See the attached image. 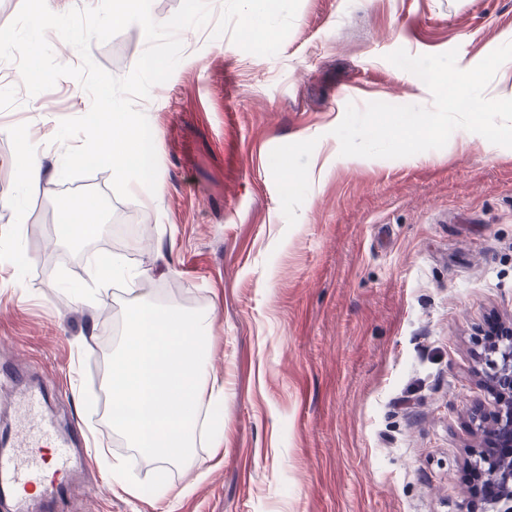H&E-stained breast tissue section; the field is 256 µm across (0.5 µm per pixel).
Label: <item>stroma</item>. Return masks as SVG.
Listing matches in <instances>:
<instances>
[{"instance_id":"1","label":"stroma","mask_w":512,"mask_h":512,"mask_svg":"<svg viewBox=\"0 0 512 512\" xmlns=\"http://www.w3.org/2000/svg\"><path fill=\"white\" fill-rule=\"evenodd\" d=\"M182 30V59L139 101L157 136L155 192L112 174L60 177L61 120L91 98L74 79L29 96L0 64V363L59 387L51 410L105 445L59 512H486L467 479L497 399L484 332L512 328V148L473 142L336 161L348 104L431 106L387 54L456 50L468 70L512 42V0H276L253 33L242 0ZM146 47L133 24L93 60L118 78ZM40 158L39 192L19 161ZM295 184H288L291 173ZM79 192L108 204L93 241L57 239ZM148 269L142 296L213 312L208 375L224 441L171 466L161 497L112 484L114 460L154 472L112 432L108 358L127 296L74 298L97 252Z\"/></svg>"}]
</instances>
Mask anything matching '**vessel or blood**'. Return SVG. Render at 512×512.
Returning <instances> with one entry per match:
<instances>
[{
	"label": "vessel or blood",
	"instance_id": "1",
	"mask_svg": "<svg viewBox=\"0 0 512 512\" xmlns=\"http://www.w3.org/2000/svg\"><path fill=\"white\" fill-rule=\"evenodd\" d=\"M15 421L0 433V499L40 512H54L68 491L70 476L84 453L62 435L47 408L45 390L17 371Z\"/></svg>",
	"mask_w": 512,
	"mask_h": 512
}]
</instances>
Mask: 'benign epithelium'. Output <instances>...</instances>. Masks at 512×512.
<instances>
[{"label":"benign epithelium","mask_w":512,"mask_h":512,"mask_svg":"<svg viewBox=\"0 0 512 512\" xmlns=\"http://www.w3.org/2000/svg\"><path fill=\"white\" fill-rule=\"evenodd\" d=\"M486 379L499 395L500 408L494 417L493 435L504 447L512 446V331L499 339L489 350ZM501 493L495 502V512H512V470L503 471L499 477Z\"/></svg>","instance_id":"benign-epithelium-1"}]
</instances>
